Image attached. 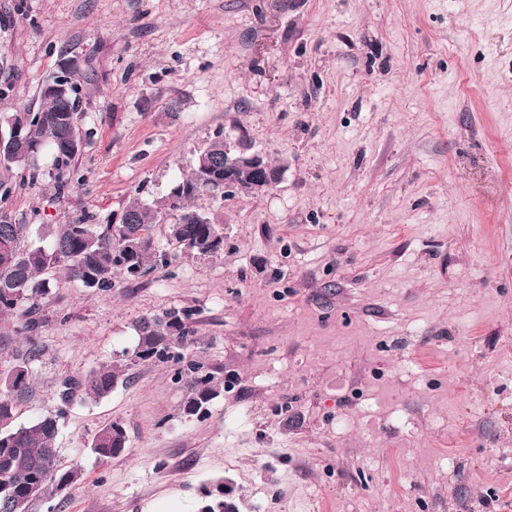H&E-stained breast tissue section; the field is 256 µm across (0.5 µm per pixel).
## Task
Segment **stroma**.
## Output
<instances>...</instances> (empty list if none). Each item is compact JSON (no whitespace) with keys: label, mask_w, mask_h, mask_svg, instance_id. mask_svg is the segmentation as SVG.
I'll list each match as a JSON object with an SVG mask.
<instances>
[{"label":"stroma","mask_w":512,"mask_h":512,"mask_svg":"<svg viewBox=\"0 0 512 512\" xmlns=\"http://www.w3.org/2000/svg\"><path fill=\"white\" fill-rule=\"evenodd\" d=\"M63 56L85 140L71 186L45 154L0 201L31 240L165 196L220 132L285 174L195 198L224 225L218 256L161 223L172 261L147 278L51 272L18 423L172 308L222 388L188 418L189 381L142 364L75 401L56 445L82 483L29 512H199L219 481L237 512H512V0H0V116L37 111ZM112 421L126 448L103 461L89 446Z\"/></svg>","instance_id":"obj_1"}]
</instances>
